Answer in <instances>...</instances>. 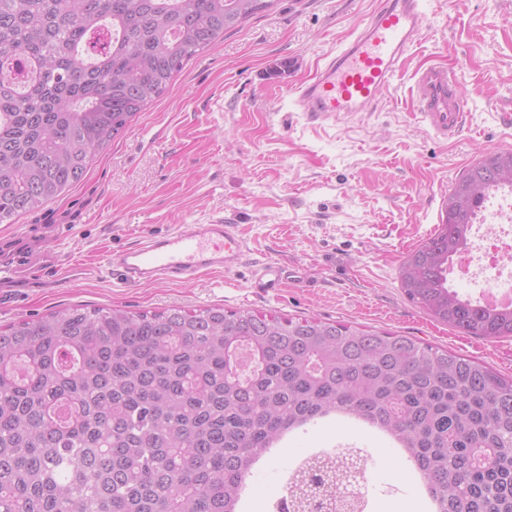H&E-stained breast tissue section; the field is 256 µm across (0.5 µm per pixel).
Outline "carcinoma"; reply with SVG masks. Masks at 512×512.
<instances>
[{
    "mask_svg": "<svg viewBox=\"0 0 512 512\" xmlns=\"http://www.w3.org/2000/svg\"><path fill=\"white\" fill-rule=\"evenodd\" d=\"M273 0H0V224L86 175L193 56ZM512 150L473 163L405 257L409 301L455 331L512 337V306L448 284ZM340 414L377 430L435 512H512V375L363 325L221 308H71L0 329V512H241L256 463ZM357 450L314 453L292 512L345 496Z\"/></svg>",
    "mask_w": 512,
    "mask_h": 512,
    "instance_id": "1",
    "label": "carcinoma"
}]
</instances>
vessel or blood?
Returning <instances> with one entry per match:
<instances>
[{"label":"vessel or blood","instance_id":"1","mask_svg":"<svg viewBox=\"0 0 512 512\" xmlns=\"http://www.w3.org/2000/svg\"><path fill=\"white\" fill-rule=\"evenodd\" d=\"M425 0H379L377 7L314 75L298 83L293 103L314 120L375 111L382 91L390 89L411 50L424 39ZM412 97L416 116L442 142L455 138L467 116V101L456 70L443 64L419 67ZM246 246L232 219L218 217L187 229L148 234L130 246L110 251L105 268L126 287L160 281L188 282L201 274L231 273L242 266ZM61 252L34 255L30 245L0 240V284L62 269ZM299 270L260 264L259 288L301 282Z\"/></svg>","mask_w":512,"mask_h":512}]
</instances>
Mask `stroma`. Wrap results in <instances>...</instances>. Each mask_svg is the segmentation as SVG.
<instances>
[{
	"label": "stroma",
	"instance_id": "35a3bbf8",
	"mask_svg": "<svg viewBox=\"0 0 512 512\" xmlns=\"http://www.w3.org/2000/svg\"><path fill=\"white\" fill-rule=\"evenodd\" d=\"M378 0H273L271 8L193 57L167 91L101 151L78 185L0 237L60 249L67 269L0 297V326L64 308L132 312L221 307L315 317L412 336L512 375V338L464 336L404 295L407 252L441 219L445 191L482 154L512 149V0H427L424 41L373 112L313 122L290 87L310 78ZM454 67L469 116L451 143L413 114L411 76ZM234 217L248 249L236 272L191 284L126 288L101 267L107 252L148 232ZM299 268L303 283L253 287L255 265ZM356 441L372 457L367 512H391L419 489L373 433L323 421L292 434L258 465L243 512H270L309 453Z\"/></svg>",
	"mask_w": 512,
	"mask_h": 512
}]
</instances>
